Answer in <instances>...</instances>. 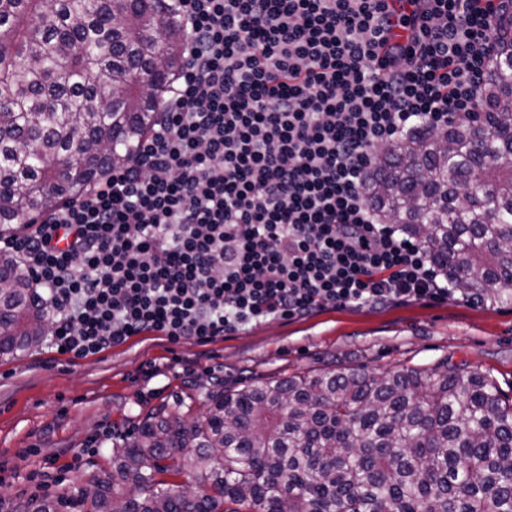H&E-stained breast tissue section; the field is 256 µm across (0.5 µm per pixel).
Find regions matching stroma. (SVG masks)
I'll return each instance as SVG.
<instances>
[{"label":"stroma","instance_id":"stroma-1","mask_svg":"<svg viewBox=\"0 0 512 512\" xmlns=\"http://www.w3.org/2000/svg\"><path fill=\"white\" fill-rule=\"evenodd\" d=\"M448 356L490 372L512 398V308L467 300L336 307L203 346L136 336L75 361L44 342L0 359V474L15 479L13 502L57 496L104 465L108 447L96 442L104 430L132 432L151 409L185 402L201 419L209 395L252 377L428 367ZM48 456V478L28 480Z\"/></svg>","mask_w":512,"mask_h":512}]
</instances>
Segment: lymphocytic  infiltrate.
Here are the masks:
<instances>
[{
  "label": "lymphocytic infiltrate",
  "instance_id": "lymphocytic-infiltrate-1",
  "mask_svg": "<svg viewBox=\"0 0 512 512\" xmlns=\"http://www.w3.org/2000/svg\"><path fill=\"white\" fill-rule=\"evenodd\" d=\"M175 2L186 55L132 161L0 237L49 306L51 349L454 298L362 187L383 146L478 108L503 0H409L407 46L384 0Z\"/></svg>",
  "mask_w": 512,
  "mask_h": 512
}]
</instances>
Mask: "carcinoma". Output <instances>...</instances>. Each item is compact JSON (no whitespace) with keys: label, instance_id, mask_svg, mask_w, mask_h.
Segmentation results:
<instances>
[{"label":"carcinoma","instance_id":"1","mask_svg":"<svg viewBox=\"0 0 512 512\" xmlns=\"http://www.w3.org/2000/svg\"><path fill=\"white\" fill-rule=\"evenodd\" d=\"M472 117L385 146L363 193L451 287L512 305V9ZM169 0H0V234L106 181L159 123L185 55ZM69 173L55 179L62 161ZM46 304L0 251V356L38 346ZM92 489L20 512H512V402L465 362L256 378L192 426L153 413ZM194 478L189 491L172 478Z\"/></svg>","mask_w":512,"mask_h":512}]
</instances>
